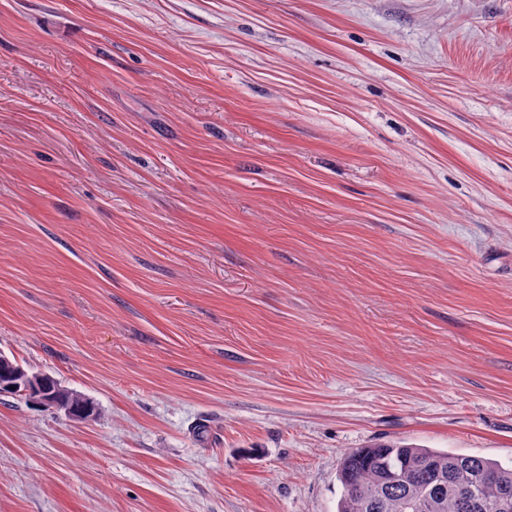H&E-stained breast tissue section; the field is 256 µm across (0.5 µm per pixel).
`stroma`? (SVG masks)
I'll list each match as a JSON object with an SVG mask.
<instances>
[{
    "label": "stroma",
    "mask_w": 512,
    "mask_h": 512,
    "mask_svg": "<svg viewBox=\"0 0 512 512\" xmlns=\"http://www.w3.org/2000/svg\"><path fill=\"white\" fill-rule=\"evenodd\" d=\"M0 512H336L512 465V0H0ZM388 471L396 483L388 484ZM338 477L344 492L336 512H465L461 494L470 490L485 505L474 512H512V467L478 455L380 443L348 452ZM436 485L444 490L424 496Z\"/></svg>",
    "instance_id": "1"
}]
</instances>
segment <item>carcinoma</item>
Listing matches in <instances>:
<instances>
[{"label": "carcinoma", "instance_id": "cac0c4a2", "mask_svg": "<svg viewBox=\"0 0 512 512\" xmlns=\"http://www.w3.org/2000/svg\"><path fill=\"white\" fill-rule=\"evenodd\" d=\"M20 364L0 361V386L18 380ZM337 512H462L473 491L481 512H512V467L478 455L412 445L375 444L348 452L339 470ZM436 485L444 490L424 495Z\"/></svg>", "mask_w": 512, "mask_h": 512}]
</instances>
